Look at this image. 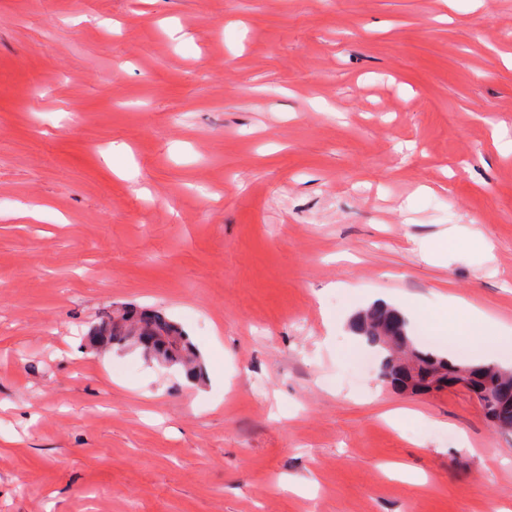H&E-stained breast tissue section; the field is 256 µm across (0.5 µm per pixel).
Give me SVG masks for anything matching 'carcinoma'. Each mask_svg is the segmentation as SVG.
Segmentation results:
<instances>
[{"label": "carcinoma", "instance_id": "obj_1", "mask_svg": "<svg viewBox=\"0 0 512 512\" xmlns=\"http://www.w3.org/2000/svg\"><path fill=\"white\" fill-rule=\"evenodd\" d=\"M383 318L398 320L403 354L412 365V370L420 376V390L429 391L427 377L436 368L451 370L459 367L445 356L421 348L410 337L407 319L396 309L376 303L359 313L353 321L354 332L363 337L366 343L375 348L381 357V375L398 390L402 381L396 369L402 367L401 359L390 340L380 335L377 321ZM91 340L103 347L132 348L150 359L169 367H176L190 379H199L203 375V363L196 346L181 327L156 311L139 310L126 307L102 320L92 329ZM479 366L494 371L495 385L489 390L481 389L478 384L467 382L464 387L471 390L480 402L486 417L492 421L498 431L512 432V370L504 369L494 362H481Z\"/></svg>", "mask_w": 512, "mask_h": 512}]
</instances>
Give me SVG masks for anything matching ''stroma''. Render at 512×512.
I'll return each instance as SVG.
<instances>
[{
	"mask_svg": "<svg viewBox=\"0 0 512 512\" xmlns=\"http://www.w3.org/2000/svg\"><path fill=\"white\" fill-rule=\"evenodd\" d=\"M381 294L512 326V0H0V512H512V434L353 341ZM126 305L204 377L93 348Z\"/></svg>",
	"mask_w": 512,
	"mask_h": 512,
	"instance_id": "stroma-1",
	"label": "stroma"
}]
</instances>
